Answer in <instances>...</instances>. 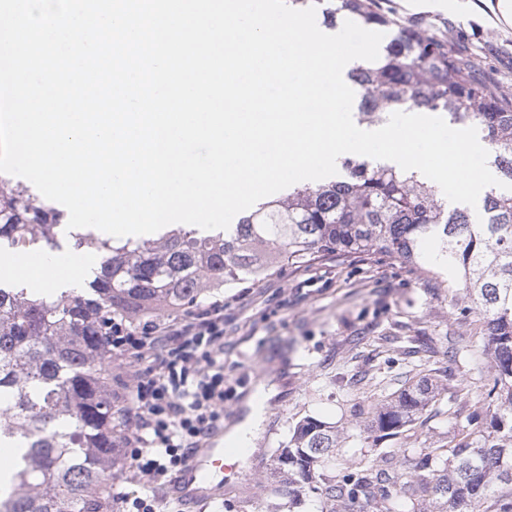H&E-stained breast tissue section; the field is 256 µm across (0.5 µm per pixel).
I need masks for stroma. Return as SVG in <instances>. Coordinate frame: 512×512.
<instances>
[{
    "label": "stroma",
    "mask_w": 512,
    "mask_h": 512,
    "mask_svg": "<svg viewBox=\"0 0 512 512\" xmlns=\"http://www.w3.org/2000/svg\"><path fill=\"white\" fill-rule=\"evenodd\" d=\"M380 3L402 23L477 57L491 82L512 80V24L497 20L487 0H474L475 19L414 8L408 0ZM213 303L224 308V373L236 388L224 405L223 429L232 432L246 420L249 395L260 389L263 421L256 456L237 466L235 485L195 512H270L280 501L270 479L271 451L308 416L336 426L344 439L341 462L350 466L367 445L356 426V408L389 400L423 376L439 390L422 416L418 441L449 442L459 424L485 425L489 374L482 317L462 310L453 293L408 274L397 262L332 260L286 268L263 281L224 289L197 308ZM385 336L427 339L431 349L389 361L381 352ZM452 342L465 348L455 359L446 354ZM459 380L468 395L452 414L447 388Z\"/></svg>",
    "instance_id": "35a3bbf8"
}]
</instances>
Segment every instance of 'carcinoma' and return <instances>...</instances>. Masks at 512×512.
Instances as JSON below:
<instances>
[{"instance_id":"obj_1","label":"carcinoma","mask_w":512,"mask_h":512,"mask_svg":"<svg viewBox=\"0 0 512 512\" xmlns=\"http://www.w3.org/2000/svg\"><path fill=\"white\" fill-rule=\"evenodd\" d=\"M310 5L335 24L392 28L374 62L357 63L361 125L416 108L451 126H473L488 144L499 180L512 184V95L477 80L475 62L448 41L400 23L379 0H287ZM325 185L300 184L260 202L223 232L177 227L157 239L116 242L73 233L75 246L98 258L92 279L46 297L29 288H0V436L16 438L0 512H112L104 496L112 456L124 435L112 406L114 318L134 321L186 309L206 292L255 283L282 268L333 259L381 257L445 288L463 289L486 324L492 387L486 429L460 426L451 445L407 448L413 467L397 468L370 448L351 470L336 468L343 439L336 427L306 417L273 452L272 476L288 495V512H512V192L486 191L478 217L450 206L419 172L356 158ZM59 215L39 207L22 222H0V244L42 242L61 249ZM428 380L400 390L394 403L358 410L359 433L378 442L415 436L434 402Z\"/></svg>"}]
</instances>
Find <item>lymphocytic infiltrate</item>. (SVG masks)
<instances>
[{
	"label": "lymphocytic infiltrate",
	"mask_w": 512,
	"mask_h": 512,
	"mask_svg": "<svg viewBox=\"0 0 512 512\" xmlns=\"http://www.w3.org/2000/svg\"><path fill=\"white\" fill-rule=\"evenodd\" d=\"M112 356L130 378L135 402L123 457L152 491L171 482L188 450L219 428L234 395L224 378V308L163 323L116 320Z\"/></svg>",
	"instance_id": "lymphocytic-infiltrate-1"
}]
</instances>
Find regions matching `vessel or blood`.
Returning a JSON list of instances; mask_svg holds the SVG:
<instances>
[{
  "label": "vessel or blood",
  "mask_w": 512,
  "mask_h": 512,
  "mask_svg": "<svg viewBox=\"0 0 512 512\" xmlns=\"http://www.w3.org/2000/svg\"><path fill=\"white\" fill-rule=\"evenodd\" d=\"M248 453V447L234 437L222 439L218 443H202L198 448L192 449L182 471L171 482L170 496L177 499L189 512L199 501L222 494L226 461L238 459Z\"/></svg>",
  "instance_id": "b4317fda"
}]
</instances>
